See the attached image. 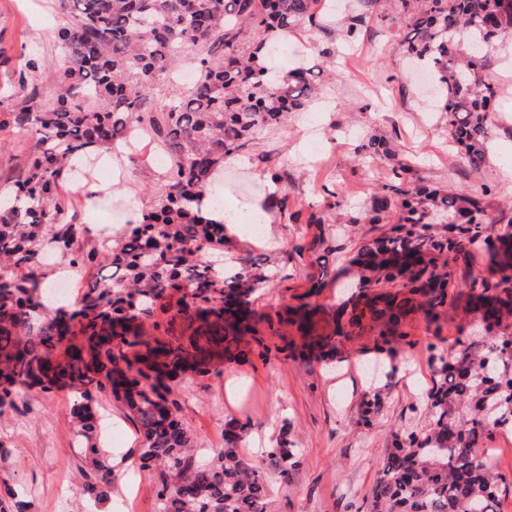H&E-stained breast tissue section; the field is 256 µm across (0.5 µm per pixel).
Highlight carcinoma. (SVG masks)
I'll list each match as a JSON object with an SVG mask.
<instances>
[{
    "label": "carcinoma",
    "instance_id": "obj_1",
    "mask_svg": "<svg viewBox=\"0 0 512 512\" xmlns=\"http://www.w3.org/2000/svg\"><path fill=\"white\" fill-rule=\"evenodd\" d=\"M320 2L57 0L61 63L53 78L44 85L33 76L40 67L34 55L0 93V132L32 142L17 174L0 184L7 197L0 204V416L22 388L75 393V433L89 451L83 490L97 503L109 496L112 467L96 446L95 402L109 397L133 415L142 467L163 474L159 512H264L272 485L239 448L247 426L228 422L224 447L198 464L173 392L180 375H207L246 349L263 359L293 357L289 344L265 342L261 321L273 336L297 326L301 347L315 343L329 356L339 338L365 330L382 345L392 334L403 340L405 321L419 311L438 333L440 316L463 296L486 304L495 320L512 313V233L491 236L487 190L462 195L408 182V164L382 184L372 214L348 218L388 229L351 259L375 276L350 292L330 336H307L316 312L308 299L321 278L310 280L297 307L263 317L251 296L270 280L268 268L242 258L230 267L209 260L230 244L224 225L203 214L200 193L257 131L286 126L317 92L315 68L273 73L260 51L281 32L318 26ZM377 18L409 29L406 52L430 69L435 109L464 163L479 172L499 98L485 79L487 49L512 37V0H393ZM187 58L195 84L161 100ZM130 127L163 160L157 182L121 240L105 238L86 251L63 191L65 170L90 148L133 154L122 141ZM310 223L318 232L300 250L331 251L324 219ZM50 250L79 271L100 257L123 275L96 280L75 304L57 305L43 291ZM478 251L487 274L464 277L467 292L453 295L455 270L468 269ZM178 318L190 335H175ZM431 358L439 374L428 392L431 419L394 435L370 512H500L498 476L477 449L495 429L512 432V336L488 329L460 347L431 346ZM268 457L288 483L298 449L283 439Z\"/></svg>",
    "mask_w": 512,
    "mask_h": 512
}]
</instances>
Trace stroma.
Here are the masks:
<instances>
[{"mask_svg":"<svg viewBox=\"0 0 512 512\" xmlns=\"http://www.w3.org/2000/svg\"><path fill=\"white\" fill-rule=\"evenodd\" d=\"M55 0H0V42L13 69L26 64L24 51H41L42 78H50L60 63L52 41L56 24ZM353 0H336L325 27H306L283 35L265 55L266 66L285 71L299 62L318 65L321 53L335 48V72L322 79L319 96L306 111L296 113L286 128L261 131L242 151L250 165L225 164L213 192L246 208L269 202L262 236L243 234L233 240V255L267 260L274 277L252 296L253 307L268 314L294 302L295 295L321 277L323 287L314 302L322 312L319 328H327L340 302L339 279L360 282L364 273L347 262L360 242L375 236L369 224H341L336 249L321 264L312 263L301 247L315 233L312 224L291 223L272 207L262 179L278 174V192L302 214L328 210L332 201L354 211L371 208L378 186L391 176L396 162L410 163L424 184L449 186L461 194L487 190L488 212L498 227L512 219V38L496 44L488 78L500 88L501 106L492 112L493 133L486 163L472 174L448 143V128L413 76L404 55L406 31L381 25L374 13L354 47H347L344 31L352 15L360 13ZM380 140L388 156L366 166L359 147L368 138ZM157 168L141 160H118L102 154L83 170L88 184L118 181L124 196L88 210L79 207L76 221L122 226L130 206H143L145 190L156 180ZM475 311L450 309L440 334H432L422 317L411 321L406 340L391 353L392 369H378L379 353L373 336L344 340L332 358L308 362L266 361L257 355L224 364L220 373L177 381L182 417L199 449L198 460L211 457L224 445V428L234 420L248 427L241 443L259 460L270 480L275 466L266 453L275 447L282 430L301 452V465L288 486L268 500L266 512H369L371 492L380 463L392 437L406 426L423 428L430 413L427 393L437 380L430 346L448 347L467 340ZM379 395L378 407L364 417L363 403ZM70 390L45 394L21 391L16 407L0 417V486H11L26 512H157V472L137 461L140 434L128 410L103 401L98 411L112 432L101 435L99 447L110 460L128 465L114 469L112 492L96 504L83 493L80 468L85 447L74 437ZM493 465L502 476L501 512H512V434L495 433L487 443Z\"/></svg>","mask_w":512,"mask_h":512,"instance_id":"obj_1","label":"stroma"}]
</instances>
